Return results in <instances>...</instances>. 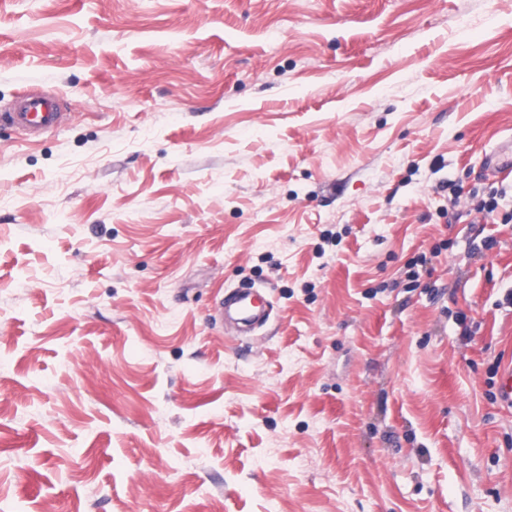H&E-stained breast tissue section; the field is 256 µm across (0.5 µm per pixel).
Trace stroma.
<instances>
[{
  "label": "stroma",
  "instance_id": "stroma-1",
  "mask_svg": "<svg viewBox=\"0 0 512 512\" xmlns=\"http://www.w3.org/2000/svg\"><path fill=\"white\" fill-rule=\"evenodd\" d=\"M25 88L0 512H512V0H0ZM18 98L17 107L0 113V123L6 121L29 135H36L56 129L64 122L65 112L56 96L33 90L19 94ZM258 288H233L217 302L215 307L216 318L224 321L231 318L249 328L262 326L266 320L265 305Z\"/></svg>",
  "mask_w": 512,
  "mask_h": 512
}]
</instances>
